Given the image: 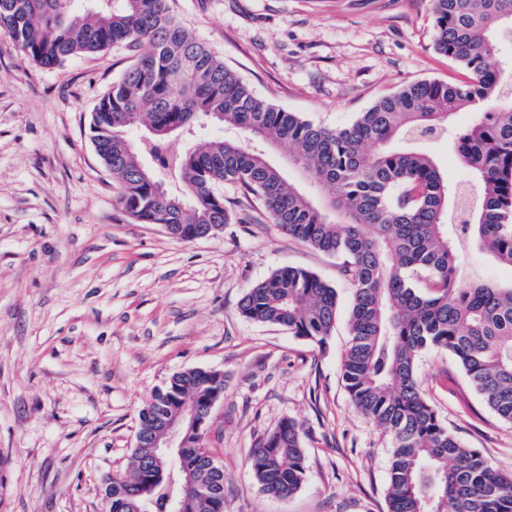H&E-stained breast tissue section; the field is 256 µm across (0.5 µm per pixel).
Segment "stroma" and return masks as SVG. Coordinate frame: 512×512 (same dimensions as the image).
<instances>
[{"label": "stroma", "mask_w": 512, "mask_h": 512, "mask_svg": "<svg viewBox=\"0 0 512 512\" xmlns=\"http://www.w3.org/2000/svg\"><path fill=\"white\" fill-rule=\"evenodd\" d=\"M174 17L258 95L328 128L379 97L463 72L432 48L431 0H169ZM115 47L52 69L0 35V512H105L127 476L137 416L188 368L224 373L207 446L224 469V512H387L392 440L351 403L341 377L351 289L334 256L288 237L230 191L234 222L185 242L120 207L119 180L89 123L131 64ZM454 112L424 141L452 184L471 174ZM339 295L326 347L238 313L246 289L282 267ZM451 434L512 475V424L485 407L445 352L418 362ZM302 424L307 478L262 492L248 456L282 419Z\"/></svg>", "instance_id": "obj_1"}]
</instances>
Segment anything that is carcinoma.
<instances>
[{"mask_svg": "<svg viewBox=\"0 0 512 512\" xmlns=\"http://www.w3.org/2000/svg\"><path fill=\"white\" fill-rule=\"evenodd\" d=\"M0 0V33L43 68L118 45L138 52L92 112L98 155L121 183L119 203L139 224H172L182 240L231 223L236 186L271 223L339 259L351 287L350 340L341 370L354 406L393 439L388 512H512V477L464 447L422 392L417 365L428 351L451 355L498 417L512 423V280L461 272L462 247L512 268V68L499 55L512 43V0H431L433 49L466 72L454 83L417 81L377 99L344 127L329 129L256 95L170 13L168 0ZM470 107L456 139L476 194L465 221L451 224L460 187L415 146ZM213 123L241 139L169 142ZM289 147L288 165L307 190L255 144ZM336 288L312 271L281 268L249 287L241 316L288 329L321 348L331 338ZM224 372L188 368L156 389L138 414L128 478L106 490L107 512H169L168 499L191 475L189 512H224V472L193 430L175 462L156 461L162 423L186 406L209 418ZM303 428L284 418L252 449L261 491L280 498L307 475Z\"/></svg>", "mask_w": 512, "mask_h": 512, "instance_id": "carcinoma-1", "label": "carcinoma"}]
</instances>
